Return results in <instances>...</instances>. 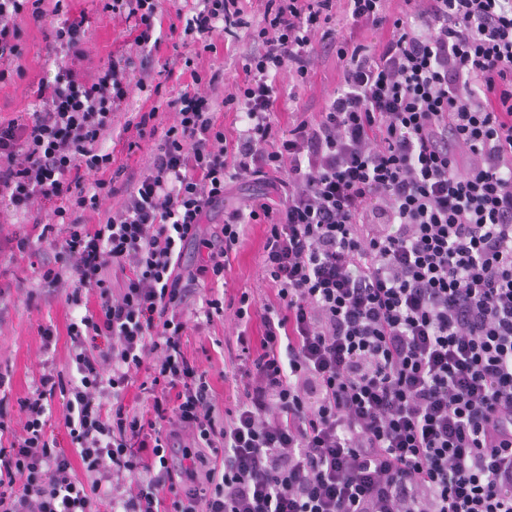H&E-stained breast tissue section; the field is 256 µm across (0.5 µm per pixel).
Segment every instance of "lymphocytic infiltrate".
<instances>
[{
	"mask_svg": "<svg viewBox=\"0 0 512 512\" xmlns=\"http://www.w3.org/2000/svg\"><path fill=\"white\" fill-rule=\"evenodd\" d=\"M389 2L101 0L129 27L96 65L64 0H0V83L20 18L60 63L0 120V298L27 257L28 301L76 313L25 396L0 372V512H512V0ZM242 31L216 95L200 59ZM329 55L334 93L281 126L280 74ZM250 224L267 290L222 293ZM228 311L229 407L186 350Z\"/></svg>",
	"mask_w": 512,
	"mask_h": 512,
	"instance_id": "lymphocytic-infiltrate-1",
	"label": "lymphocytic infiltrate"
}]
</instances>
